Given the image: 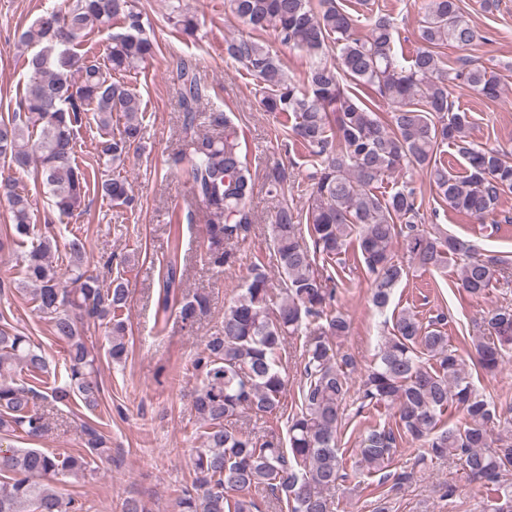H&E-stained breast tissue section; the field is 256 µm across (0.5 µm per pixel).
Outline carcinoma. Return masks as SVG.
Segmentation results:
<instances>
[{
  "mask_svg": "<svg viewBox=\"0 0 512 512\" xmlns=\"http://www.w3.org/2000/svg\"><path fill=\"white\" fill-rule=\"evenodd\" d=\"M227 4L252 32L271 31L311 58L303 80L295 83L264 41L250 36L229 40L225 47L262 84L260 104L281 118L285 139L310 153V190L301 209L280 204L268 227L272 253L248 264L241 292L224 309L220 328L195 360L206 380L193 402L201 429L194 457L197 491L179 498V512H254L252 490L261 485L284 499L288 512H331L327 492L346 476L338 442L358 362L339 350L350 322L336 310L339 281L319 261L330 264L356 243L372 305L383 311L409 274L395 251L400 238L403 253L424 269H438L448 256L464 255L459 288L470 296L486 294L512 269L511 259L483 257L439 226L427 228L414 187L403 183L388 195L376 189L398 169L426 167L443 204L484 220L495 215L501 193L512 189V153L468 143L471 116L448 99L438 49L450 44L464 50L478 38L457 0H429L420 45L407 65L398 59L393 23L386 14L377 15L368 34L360 36L357 19L337 0H319L316 7L312 0ZM117 19L126 32L112 36L104 56L74 50L81 32ZM21 42L40 49L24 58L27 82L16 111L0 119V158L23 170L33 168L61 217L80 211L92 188L114 205H129L127 178L89 173L76 161V146L81 128L94 119L101 131L99 160L115 170L143 138L142 98L115 79L153 54V44L143 36L141 13L132 0H71L65 11H44ZM180 78V108L188 131L200 117L205 89L183 63ZM456 79L488 99L500 94L497 76L469 58ZM347 81L378 93L389 111L383 114L366 105ZM114 112L122 121L116 135L110 132ZM208 122L217 133L187 140L174 163L208 211L206 255L221 269L239 260L232 246L255 223L248 206L255 179L231 117L211 112ZM448 144L459 147L467 163L463 178L437 161ZM287 180L285 166L269 169L268 193H285ZM0 197L12 219L9 239L0 240V250L7 243L22 247L27 239H37L23 252L24 285L36 311L49 319L53 334L66 345L64 373L50 382L44 378L48 362L41 348L0 312V435L19 431L37 439L46 429L43 403L98 407L101 388L96 357L84 340L85 326L107 321L109 354L116 362L125 358L130 291L119 278L103 287L99 276L83 267L85 240L77 234L64 243L72 264L58 269L51 261L58 248L54 225L40 230L32 223L29 198L15 181H0ZM273 266L280 275L277 286L270 276ZM182 280L175 253L165 265L158 311L174 308L184 324L192 325L208 301L202 295L178 294ZM275 287L281 299L272 306ZM392 322L357 394L361 408H387L394 423L365 433L354 472H380L400 442L418 441L428 455L459 464L469 480L483 485V512H512V484L501 480L502 472L512 468V420H502L469 372L471 365L487 373L502 365L512 349V305L500 306L485 319L483 334L473 341L471 365L448 343L444 316L425 324L412 310L396 307ZM300 334L305 336L301 358L306 383L299 411L288 418V447L273 434L259 442L242 429L227 428L224 421L241 413L279 411L285 392L279 354L287 338ZM22 375L27 380L16 382ZM450 407L463 412L462 425H441ZM84 435L89 454L64 459L40 448L1 447L0 512H71L72 501L64 500L51 483L85 475L91 457L103 455L105 436L98 426L85 424Z\"/></svg>",
  "mask_w": 512,
  "mask_h": 512,
  "instance_id": "1",
  "label": "carcinoma"
}]
</instances>
